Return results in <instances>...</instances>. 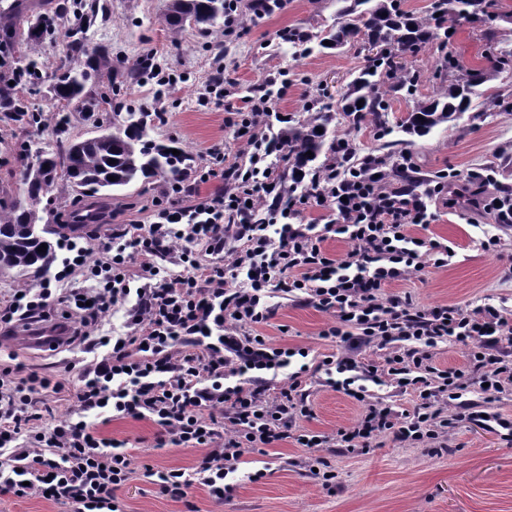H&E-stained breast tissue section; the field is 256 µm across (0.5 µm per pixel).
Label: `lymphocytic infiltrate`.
<instances>
[{"label": "lymphocytic infiltrate", "mask_w": 512, "mask_h": 512, "mask_svg": "<svg viewBox=\"0 0 512 512\" xmlns=\"http://www.w3.org/2000/svg\"><path fill=\"white\" fill-rule=\"evenodd\" d=\"M277 100L268 88L251 98L241 125L253 164L225 169V189L199 198L194 187L173 184L156 201L151 223L125 225L121 246L95 250L66 243L53 282L89 276L97 283L92 294L56 296L44 281L0 303V325L7 326L46 317L50 299H57L64 318L77 319L73 336L91 356L80 368L74 407L47 427L36 407L62 394L65 383L0 363L1 492L39 496L70 505L72 512H122L115 491L130 478L131 458L124 442L102 437L88 421L106 409L116 417L152 420L173 445L205 448L197 466L156 474L161 491L180 500L197 484L223 499L226 478L242 458L275 442L292 437L306 448L327 445L326 436L295 431L297 418L311 413L302 392L308 368L293 372L289 366L307 349L277 347L240 331L267 322L277 291L335 316L321 333L344 347L341 356L322 362L336 372L329 386L365 402L366 382L387 377L418 394L410 414L368 404L354 424L337 430L334 440L342 447L363 450L388 432L403 442L433 444L456 419L496 422L512 442L511 420L467 411L462 399L472 379L492 399L512 384V316L490 304L420 310L410 299L382 294L425 264L447 266L448 245L412 233L427 226L426 201L447 193V178L421 193L395 184L381 157L356 158L341 139L335 161L283 183L267 162L288 152L287 140L267 134L274 123L288 121ZM493 181V175L472 174V204L497 225H511L512 188L487 193ZM292 183L305 185V200L332 206L335 220L320 228L298 223L297 210L283 203ZM332 234L352 244L346 258L326 252ZM231 239L243 242V250L228 248ZM197 244L211 262L199 260ZM233 278L238 286H230ZM123 302L129 305L126 336L98 333L102 315ZM445 339L467 347L466 369L434 365L430 350ZM371 346L388 348L384 365L359 360V351ZM284 368L287 382L268 399V374ZM453 402L460 411L451 420L443 412Z\"/></svg>", "instance_id": "f902f5d3"}]
</instances>
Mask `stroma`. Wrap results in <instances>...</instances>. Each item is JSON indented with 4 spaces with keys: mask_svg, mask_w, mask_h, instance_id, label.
I'll list each match as a JSON object with an SVG mask.
<instances>
[{
    "mask_svg": "<svg viewBox=\"0 0 512 512\" xmlns=\"http://www.w3.org/2000/svg\"><path fill=\"white\" fill-rule=\"evenodd\" d=\"M345 0H287L283 9L270 15L256 14L252 0H239L242 25L225 36L223 25L167 26L168 0H0V34H10L16 55L37 62L39 74L26 87L22 103L41 114L42 124H0V201L22 193L20 146L60 150L72 141L95 136L98 128L114 132L124 128L128 113L159 112L148 128L150 140L177 143L188 151L194 165L206 162L209 148L220 149L225 165L249 166L247 136L239 127L226 125L228 111L243 112L248 97L270 79L287 77L288 88L278 102L280 112L290 115L293 125L312 122L327 113L330 122L324 139L344 138L357 155L368 153L385 158L395 169L404 155H411L415 175L429 183L438 172L463 184L468 173L493 171L498 182L512 184V69L478 87L467 112L435 127L423 137L400 130L416 105L433 96L448 82L441 69L446 51H454L469 64H483L488 56L512 50V24L497 19L487 23H462L450 48L427 46L406 56L407 69L415 73L414 95H389V135L377 137L367 123H354L342 110L341 95L364 65L356 46L346 44L323 49L319 39L343 24ZM91 15L85 31L86 45L106 47L109 56L93 93V111L70 108L66 132H58L57 103L49 87L67 56L68 29L59 26L53 38L33 34L32 21L39 16L73 18ZM308 35L313 46L303 51L299 43L282 39V31ZM153 53L155 63L178 75L173 93L156 97L154 84H139L131 73L138 58ZM224 72L233 85L223 104L202 102L201 94L216 72ZM167 182L154 178L114 192L99 201L96 223L78 225L73 241L97 245L131 221L148 223L155 200ZM432 214L427 234L453 248L448 267L431 265L407 280L385 288V296H408L416 308L458 305L472 309L487 303L512 311V277L505 267L512 264V230H497L494 218L468 207L465 201L448 204L442 198L427 202ZM501 238L498 251L481 246L485 234ZM273 316L250 327V334L266 336L271 343L308 348L310 368L302 388L312 410L297 419L300 431L335 435L337 429L355 422L363 404L328 386L318 363L336 354L335 343L321 339V331L334 316L312 305L276 292L269 300ZM26 370L51 375L63 381L66 393L57 401V418H64L74 404L72 387L77 384L69 364V352L44 355L22 341L9 343ZM103 436L126 441L133 473L116 490L124 512H187L184 503L160 492L146 468L166 470L195 466L200 451L172 444L158 445L159 428L152 421L112 418L99 428ZM326 458L336 471V482L324 487L309 467L311 458ZM263 472L253 483L249 474ZM233 485L224 500L211 498L204 487L191 494L199 512H512V445L500 434L468 421L456 422L448 434V445L430 449L397 440L386 433L368 450L305 448L288 440L254 453L239 464L229 478Z\"/></svg>",
    "mask_w": 512,
    "mask_h": 512,
    "instance_id": "stroma-1",
    "label": "stroma"
}]
</instances>
